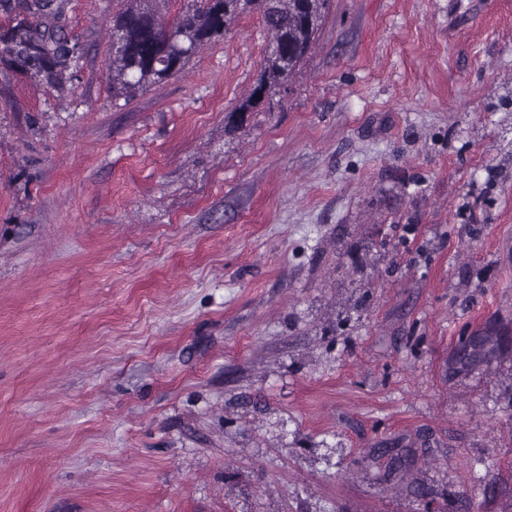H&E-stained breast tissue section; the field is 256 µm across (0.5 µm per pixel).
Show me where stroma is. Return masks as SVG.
Returning <instances> with one entry per match:
<instances>
[{"label":"stroma","instance_id":"1","mask_svg":"<svg viewBox=\"0 0 512 512\" xmlns=\"http://www.w3.org/2000/svg\"><path fill=\"white\" fill-rule=\"evenodd\" d=\"M117 7L0 65V512H507L512 0H331L231 136L260 16L116 101Z\"/></svg>","mask_w":512,"mask_h":512}]
</instances>
